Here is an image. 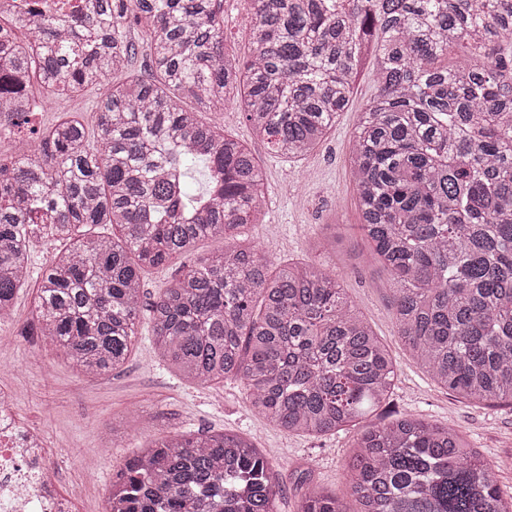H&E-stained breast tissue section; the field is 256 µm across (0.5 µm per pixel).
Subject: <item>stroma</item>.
I'll use <instances>...</instances> for the list:
<instances>
[{
    "instance_id": "stroma-1",
    "label": "stroma",
    "mask_w": 512,
    "mask_h": 512,
    "mask_svg": "<svg viewBox=\"0 0 512 512\" xmlns=\"http://www.w3.org/2000/svg\"><path fill=\"white\" fill-rule=\"evenodd\" d=\"M223 3L224 48L246 56L253 37L251 0ZM31 93L42 101L34 127H47L66 113L79 114L87 127H94L98 89L56 96L35 87ZM374 93L371 76L363 75L348 111L338 116L315 149L299 159L270 153L234 102L211 110L192 100L186 106L243 142L259 161L266 198L258 223L245 230L248 241L268 247L272 265L308 262L336 271L356 311L387 346L397 364V379L390 407L378 408L373 422L388 421L395 410L455 425L470 448L497 464V484L504 496H512V403L474 405L437 386L396 335L390 284L380 264L343 265L315 245L320 225L334 224L346 245L370 248L359 228L349 155L359 115ZM34 293V285L23 288L12 320L0 323V387L14 393L19 422L41 431L45 455L62 472L60 492L73 485L80 488V512H103L113 473L139 447L162 436L197 430L232 431L255 444L282 475L277 512H295L298 499L312 484L349 499L344 463L353 451L356 428L319 437L288 433L253 410L239 380L202 386L180 378L162 360L145 315L124 367L94 377L79 374L50 340L33 331ZM104 422L113 423L114 438L102 432ZM83 459L98 460L95 478H85L78 468Z\"/></svg>"
}]
</instances>
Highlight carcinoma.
<instances>
[{
    "label": "carcinoma",
    "mask_w": 512,
    "mask_h": 512,
    "mask_svg": "<svg viewBox=\"0 0 512 512\" xmlns=\"http://www.w3.org/2000/svg\"><path fill=\"white\" fill-rule=\"evenodd\" d=\"M249 55L224 50L222 0H87L69 24L0 17V132L49 93L105 87L89 132L64 115L39 145L0 157V318L32 276L37 239L60 249L38 274L33 330L80 373L122 368L148 311L164 360L195 384L235 378L277 427L360 429L345 464L360 512H512L495 465L460 431L411 414L370 421L396 377L383 342L336 274L236 243L265 203L252 151L184 107L234 97L268 147L312 151L371 69L350 168L361 229L389 273L397 334L440 387L512 402V0H252ZM146 25L151 73L129 62L128 19ZM463 56L438 65L448 50ZM207 185L191 195L185 160ZM109 225L117 235L83 234ZM202 239L222 247L144 305L143 274ZM321 246L356 264L326 225ZM280 476L233 433L142 446L116 473L106 512H276ZM297 512H347L307 489Z\"/></svg>",
    "instance_id": "carcinoma-1"
}]
</instances>
